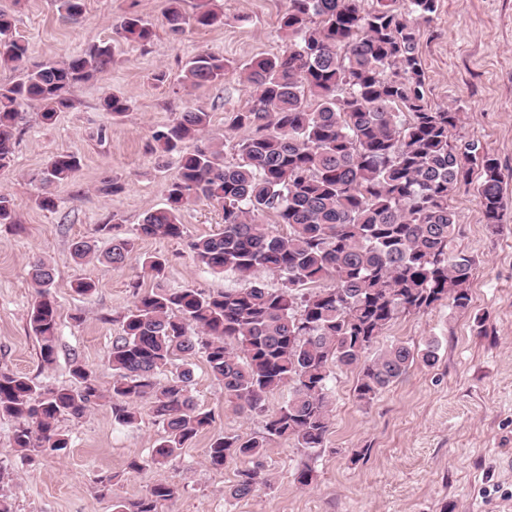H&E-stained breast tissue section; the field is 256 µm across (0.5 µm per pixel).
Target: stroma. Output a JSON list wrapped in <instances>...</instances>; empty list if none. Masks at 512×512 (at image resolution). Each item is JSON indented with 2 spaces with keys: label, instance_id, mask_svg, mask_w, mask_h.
Segmentation results:
<instances>
[{
  "label": "stroma",
  "instance_id": "35a3bbf8",
  "mask_svg": "<svg viewBox=\"0 0 512 512\" xmlns=\"http://www.w3.org/2000/svg\"><path fill=\"white\" fill-rule=\"evenodd\" d=\"M169 0H86L75 23L63 20L54 0H0L15 15V34L29 46L31 60H59L86 45L110 40L112 27L127 12L150 20V44L121 43L111 68L75 85L73 105L51 124L39 106L23 107L18 124L15 165L0 176V192L18 205L19 225L0 224V369L28 375L49 386H74L72 361L93 371L109 386L108 355L121 332L119 317L131 306V282L150 290L155 282L139 257L160 252L170 260L165 287L186 286L220 292L242 287L231 274L213 275L196 267L183 242L144 238L120 267L75 263L71 243L109 241L97 235L100 224L117 225L133 235L148 211L165 202L174 165L152 150L153 130L185 108L211 115L212 135L234 141L232 112L246 107L250 89L238 69L253 60L282 53L288 42L279 32L285 0H216L224 12L220 26L172 35L164 13ZM207 50L234 62L223 84L190 88L182 66ZM420 58L427 101L458 109L462 122L455 138L474 139L497 158L511 178L512 198V0H438L433 21L421 29ZM165 72L164 82L154 79ZM112 94L132 99L130 110L115 118L101 108ZM78 154L82 168L71 183L53 190L56 206L45 210L35 199L31 177L55 154ZM117 179L122 193L105 197L96 186L102 177ZM450 204L458 226L452 248L470 256L475 269L471 305L457 312L442 305L403 314L373 345V353L396 343L415 350L438 347V360L415 362L398 382L370 403L354 393L358 373L338 370L330 391V430L323 447L308 450L276 440L266 448V485L234 499L228 489L237 463L215 469L206 462L211 440L219 435L261 434L263 416L236 411L224 402V388L210 378L203 355L191 356L193 394L215 415L172 462L140 471L134 460L150 456L162 428L149 414L131 426L113 423L109 406L82 419L61 421L72 438L61 456L23 459L13 446V419L0 418V484L13 512H112L113 497L135 499L153 484H177V498L161 512H512V206L498 231L484 223L474 191L460 189ZM55 270L54 298L60 309L56 360L44 365L27 315L34 291L28 276L33 258ZM87 279L96 289L77 294L73 282ZM314 458L316 484L300 488L293 473L302 459ZM112 493L100 492V479Z\"/></svg>",
  "mask_w": 512,
  "mask_h": 512
}]
</instances>
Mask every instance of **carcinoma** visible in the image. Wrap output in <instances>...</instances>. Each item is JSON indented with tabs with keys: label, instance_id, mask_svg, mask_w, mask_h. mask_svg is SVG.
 Segmentation results:
<instances>
[{
	"label": "carcinoma",
	"instance_id": "carcinoma-1",
	"mask_svg": "<svg viewBox=\"0 0 512 512\" xmlns=\"http://www.w3.org/2000/svg\"><path fill=\"white\" fill-rule=\"evenodd\" d=\"M56 2L66 20L83 14L85 0ZM363 2L286 0L280 32L288 49L242 68L251 95L230 120L231 129L247 131L231 144L235 162H225L224 141L209 135L210 114L202 109L188 108L152 132V151L176 165L166 203L144 215L133 238L113 234L112 224L98 225L111 246L100 253L95 242L76 240L73 259L117 267L128 261L138 239L180 240L201 269L231 272L250 285L222 292L165 288L160 282L168 258L143 255L142 269L159 285L142 293L139 283L132 284L133 302L108 356L109 388L77 362L75 388L0 370V417L17 421L13 447L23 457L64 453L71 439L59 423L80 419L104 402L119 425L134 424L144 409L162 425L148 459L132 461V469L176 459L215 416L196 403L191 368L164 380L161 375L177 357L199 351L224 388V402L239 412L262 414L267 396L288 388V400L267 416L262 434L219 435L207 450L214 468L244 464L230 496L245 498L267 482L260 458L270 442L323 446L333 369H359L354 392L368 403L416 360L435 364L433 345L421 352L394 345L372 359L366 352L402 313L424 312L445 300L456 309L469 307L474 260L451 251L457 218L449 198L470 185L471 169L478 168L475 192L485 224L496 230L509 204L505 174L479 142H452L459 112L426 100L420 27L433 20L437 0H376L369 10ZM164 22L171 34L182 36L224 24V13L201 4L189 14L172 0ZM115 34L146 45L154 26L131 11ZM113 52L112 42L103 41L62 60L32 62L11 15L0 9V66L20 71L17 81L0 85V172L13 166L22 107L36 101L42 120L55 122L71 107V89L107 70ZM230 67L223 56L202 51L185 62L183 81L220 84ZM130 107L124 95L102 103L114 118ZM80 170L77 154L54 155L35 177L42 188L39 206L54 209L50 188L71 182ZM200 200L222 211L224 223L207 237L189 238L181 212ZM268 215L288 232L264 223ZM16 223L14 198L0 193V224ZM261 271L277 275L281 287L254 281ZM31 279L28 325L42 363L50 365L59 326L54 268L36 259ZM327 280L331 286L317 287ZM316 479L311 461H301L294 481L309 487ZM178 494L176 485L157 483L136 500L113 501L112 512H158Z\"/></svg>",
	"mask_w": 512,
	"mask_h": 512
}]
</instances>
